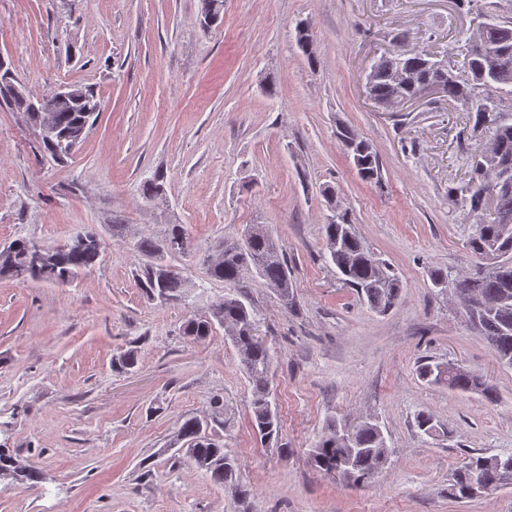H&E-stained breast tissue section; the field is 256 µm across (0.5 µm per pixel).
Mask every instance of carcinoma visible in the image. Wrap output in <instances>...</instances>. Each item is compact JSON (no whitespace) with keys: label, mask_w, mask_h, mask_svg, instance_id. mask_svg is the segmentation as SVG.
<instances>
[{"label":"carcinoma","mask_w":512,"mask_h":512,"mask_svg":"<svg viewBox=\"0 0 512 512\" xmlns=\"http://www.w3.org/2000/svg\"><path fill=\"white\" fill-rule=\"evenodd\" d=\"M467 13L477 20H485L477 38L482 50L470 45L448 61V98L455 99L461 111L469 116L470 138L484 139L491 147L485 168L472 171L470 181L476 187L459 195L449 190L452 202L467 212L475 231L468 238L466 248L480 261L481 267L472 276L453 278L448 271H431L433 287L439 292L451 291L469 325L488 344L496 361L512 367V188H496V178L503 167L512 169V18H503L488 10L482 0H459ZM296 44L311 67L317 58L309 26L301 23L296 30ZM438 75L435 62L423 52L406 56L386 52L371 66L367 78L373 101L390 104L412 94V84L434 79ZM78 103L61 105L56 112L63 130L85 135L84 127H92L99 112L96 96L82 90ZM345 153L358 176L365 182L380 183L381 170L377 152L372 145L348 126L337 130ZM44 149L55 159L71 151L69 143L59 138L42 141ZM330 209L323 225L325 257L332 263L344 284L356 292L358 299L371 310L385 314L401 300L403 282L395 269L366 246L357 233L348 210L336 208L333 191L326 192ZM29 239L17 238L10 242L12 251L0 252V280L31 279L65 285L79 274L94 267L102 258L105 247L91 244L67 251L47 246L51 261L38 267L27 256ZM189 235L182 224H166L159 236H143L133 249L144 257L135 269L138 287L146 297L159 304L164 300H179L187 293V282L168 258L188 250ZM218 251L224 253L219 264H207L209 276L231 286L224 299L215 304L209 315H192L182 323L183 335L204 339L215 326L224 328V334L233 345L238 365L246 375L250 388V426L264 443L279 439L280 418L273 406L270 378L273 358L265 341L256 333L257 319L248 297L238 286L251 280L277 292L284 307H295L294 285L278 240L266 228L245 226L240 237L224 240ZM419 377L430 383H445L449 388L478 393L486 400L495 399V389L483 376L455 364L426 361L419 364ZM417 429L425 436L439 435V426L433 416L420 412L416 415ZM207 421L196 416L181 423L173 440L186 442L195 449L191 464L205 472L210 480L231 490L239 499H246L249 489L241 479L237 463L224 445L206 434ZM391 448L379 423L364 418L352 425L346 419L329 417L325 433L315 444L313 462L328 474L342 473L360 483L374 476L388 463ZM494 455L478 452L469 458V469H458L453 474L451 495L467 499L469 476L479 472L490 484L499 480L495 468L488 465ZM0 478H11L23 483H38L41 472L23 466L0 447Z\"/></svg>","instance_id":"carcinoma-1"}]
</instances>
